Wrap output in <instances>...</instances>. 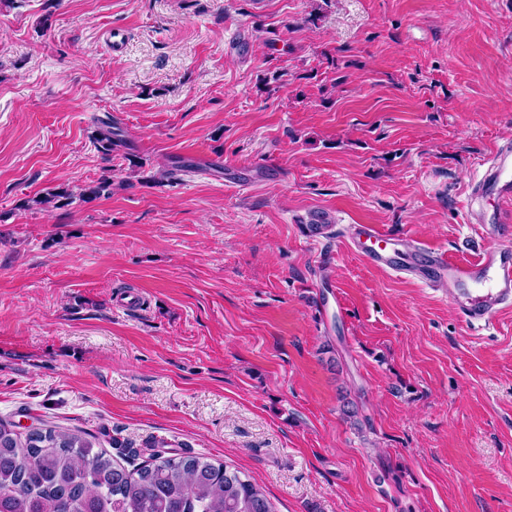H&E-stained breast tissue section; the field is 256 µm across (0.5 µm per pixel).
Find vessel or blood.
Segmentation results:
<instances>
[{
  "instance_id": "vessel-or-blood-1",
  "label": "vessel or blood",
  "mask_w": 512,
  "mask_h": 512,
  "mask_svg": "<svg viewBox=\"0 0 512 512\" xmlns=\"http://www.w3.org/2000/svg\"><path fill=\"white\" fill-rule=\"evenodd\" d=\"M493 192L512 197V153L494 154L476 196ZM351 244L371 265L387 272L406 270L427 283H446L467 326L483 328L494 323L503 308L512 305V244L502 243L483 249L478 258L457 262L447 252L419 247L402 256L396 240L372 224L355 228Z\"/></svg>"
}]
</instances>
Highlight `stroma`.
I'll list each match as a JSON object with an SVG mask.
<instances>
[{
    "label": "stroma",
    "instance_id": "stroma-1",
    "mask_svg": "<svg viewBox=\"0 0 512 512\" xmlns=\"http://www.w3.org/2000/svg\"><path fill=\"white\" fill-rule=\"evenodd\" d=\"M509 144L512 0L0 5V417L206 456L275 512H512V308L468 328L350 243L512 240L470 201ZM94 141L98 151L106 160L110 158L112 152L119 151L126 145V140L122 138V135L113 131L112 122L102 121L99 123Z\"/></svg>",
    "mask_w": 512,
    "mask_h": 512
}]
</instances>
